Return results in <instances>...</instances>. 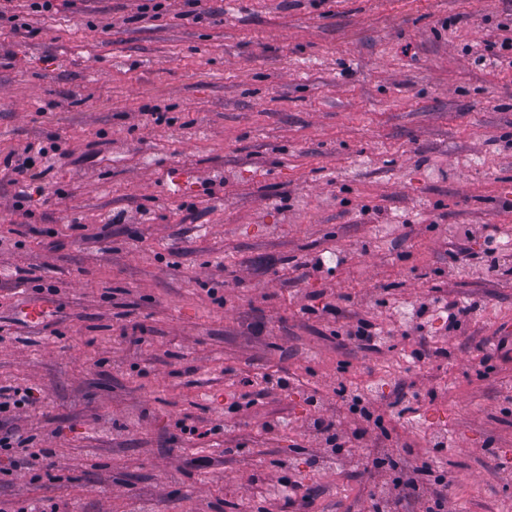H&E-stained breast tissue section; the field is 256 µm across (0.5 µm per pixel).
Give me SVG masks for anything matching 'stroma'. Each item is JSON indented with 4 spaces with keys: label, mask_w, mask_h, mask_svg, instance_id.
<instances>
[{
    "label": "stroma",
    "mask_w": 512,
    "mask_h": 512,
    "mask_svg": "<svg viewBox=\"0 0 512 512\" xmlns=\"http://www.w3.org/2000/svg\"><path fill=\"white\" fill-rule=\"evenodd\" d=\"M199 8L56 0L33 33L0 26V163L46 151L41 181L0 172V387L34 393L0 512H373L383 453L442 473L446 512H512V275L455 258L467 225L512 234V67L463 51L512 0ZM37 297L48 325L16 316ZM448 299L475 310L444 336ZM409 301L423 333L393 316ZM356 314L388 346L340 336ZM265 375L292 387L257 396ZM402 383L421 398L399 415ZM352 390L384 432L353 437ZM317 415L348 436L325 467L306 462Z\"/></svg>",
    "instance_id": "obj_1"
}]
</instances>
